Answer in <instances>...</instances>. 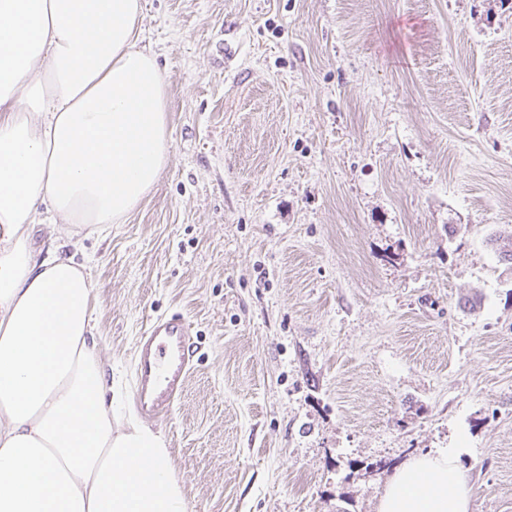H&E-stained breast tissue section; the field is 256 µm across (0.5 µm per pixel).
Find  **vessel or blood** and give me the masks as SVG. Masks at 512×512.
Segmentation results:
<instances>
[{
    "label": "vessel or blood",
    "mask_w": 512,
    "mask_h": 512,
    "mask_svg": "<svg viewBox=\"0 0 512 512\" xmlns=\"http://www.w3.org/2000/svg\"><path fill=\"white\" fill-rule=\"evenodd\" d=\"M134 399L138 410L153 418L169 414L191 375L197 345L183 315L151 321L136 346Z\"/></svg>",
    "instance_id": "vessel-or-blood-1"
}]
</instances>
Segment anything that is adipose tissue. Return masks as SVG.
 Segmentation results:
<instances>
[{
  "label": "adipose tissue",
  "instance_id": "obj_1",
  "mask_svg": "<svg viewBox=\"0 0 512 512\" xmlns=\"http://www.w3.org/2000/svg\"><path fill=\"white\" fill-rule=\"evenodd\" d=\"M142 21L141 0H0V512H189L164 434L107 397L94 284L54 237L123 223L168 163ZM471 493L441 449L377 512H468Z\"/></svg>",
  "mask_w": 512,
  "mask_h": 512
}]
</instances>
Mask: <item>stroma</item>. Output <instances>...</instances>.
<instances>
[{"mask_svg":"<svg viewBox=\"0 0 512 512\" xmlns=\"http://www.w3.org/2000/svg\"><path fill=\"white\" fill-rule=\"evenodd\" d=\"M170 159L88 261L96 343L189 319L169 442L191 512H377L460 449L512 512V0H143Z\"/></svg>","mask_w":512,"mask_h":512,"instance_id":"1","label":"stroma"}]
</instances>
